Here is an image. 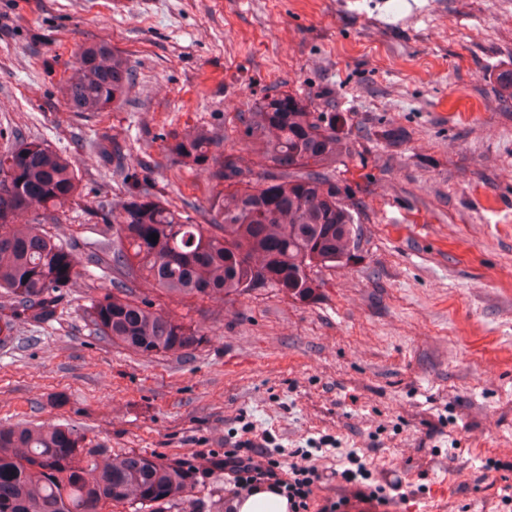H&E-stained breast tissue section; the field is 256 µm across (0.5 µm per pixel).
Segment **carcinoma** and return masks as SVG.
Segmentation results:
<instances>
[{"instance_id":"obj_1","label":"carcinoma","mask_w":512,"mask_h":512,"mask_svg":"<svg viewBox=\"0 0 512 512\" xmlns=\"http://www.w3.org/2000/svg\"><path fill=\"white\" fill-rule=\"evenodd\" d=\"M60 86L69 111L105 112L125 103L133 83L129 58L104 40L80 44ZM496 92L512 104V70L498 74ZM350 118L336 111L332 92L301 97L266 94L237 113L240 147L226 150L209 124L161 137L166 164L207 172L209 191L195 224L156 190L147 176L126 169L128 148L108 132L89 149L122 175L116 202L97 201L93 214L112 231L102 243L111 288L80 307V318L110 343L138 354L190 353L204 334L138 294L146 282L172 301H222L254 288L312 298L315 267L336 268L356 257L351 235L363 202L336 169L356 154ZM81 200L75 160L37 139L0 152V291L13 299L0 309V344L20 324L53 321L63 289L81 275L74 246L45 228L59 224ZM158 241L149 240L151 234ZM206 475L187 459L164 461L112 454L86 441L75 426L0 425V512H162Z\"/></svg>"}]
</instances>
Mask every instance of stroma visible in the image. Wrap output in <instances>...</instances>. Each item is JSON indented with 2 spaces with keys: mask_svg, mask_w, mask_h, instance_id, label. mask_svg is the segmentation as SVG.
<instances>
[{
  "mask_svg": "<svg viewBox=\"0 0 512 512\" xmlns=\"http://www.w3.org/2000/svg\"><path fill=\"white\" fill-rule=\"evenodd\" d=\"M104 39L135 73L120 109L69 112L58 89L78 44ZM512 68V0H0V151L39 139L77 161L83 201L52 233L81 276L48 324L0 346V424L68 421L113 453L220 459L251 439L323 473L311 512H506L482 477L512 463V110L496 76ZM331 90L359 154L340 176L367 187L358 257L317 268L300 301L257 288L232 301L160 305L199 329L190 354L146 357L85 326L79 309L110 285L90 208L121 178L88 149L108 131L129 168L195 214L205 173L161 165V137L222 127L272 90ZM63 395L55 404L54 395ZM358 452L376 481L414 486L366 500L335 476ZM243 492L212 469L166 512H233Z\"/></svg>",
  "mask_w": 512,
  "mask_h": 512,
  "instance_id": "35a3bbf8",
  "label": "stroma"
}]
</instances>
